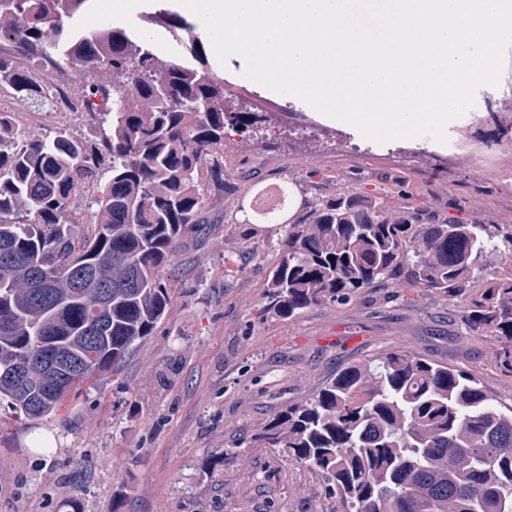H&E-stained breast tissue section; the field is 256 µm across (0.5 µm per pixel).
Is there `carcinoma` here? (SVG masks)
<instances>
[{"label":"carcinoma","mask_w":512,"mask_h":512,"mask_svg":"<svg viewBox=\"0 0 512 512\" xmlns=\"http://www.w3.org/2000/svg\"><path fill=\"white\" fill-rule=\"evenodd\" d=\"M87 2L0 0V42L15 50L0 55V97L53 106V83L75 70L70 93L98 124L93 139L26 132L0 112V404L34 426L166 318L164 271L200 230L205 186L238 192L224 180V142L259 122L226 110L194 25L164 13L188 33L176 40L192 61L163 59L123 29L83 27ZM88 183L95 221L78 234ZM281 227L265 312L290 319L367 288L424 287L465 297V324L512 360L511 224L439 219L337 188ZM46 343L55 360L32 363ZM248 446L319 472L345 512H512V406L476 376L403 351L344 368Z\"/></svg>","instance_id":"obj_1"}]
</instances>
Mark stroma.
I'll return each mask as SVG.
<instances>
[{
    "mask_svg": "<svg viewBox=\"0 0 512 512\" xmlns=\"http://www.w3.org/2000/svg\"><path fill=\"white\" fill-rule=\"evenodd\" d=\"M173 0H145L121 28L153 36L168 56L173 36L160 16ZM235 108L267 116L259 137L233 136L224 170L240 190L294 183L305 199L335 187L408 204L439 217L512 224V71L480 87L475 106L448 125V141L384 144L329 123L291 95H272L245 65L210 58ZM24 131L66 127L90 137L79 112L30 100ZM208 233L180 241L167 279L172 303L116 374L86 384L38 428L0 409V512H344L315 470L274 448L233 449L286 408L314 397L342 367L391 351L476 375L512 405V366L492 339L472 332L460 304L425 288L378 287L347 302L281 319L264 313L263 282L281 233L262 224L242 245L235 197L206 186ZM55 446H37V435ZM225 452L218 470L205 467Z\"/></svg>",
    "mask_w": 512,
    "mask_h": 512,
    "instance_id": "1",
    "label": "stroma"
}]
</instances>
